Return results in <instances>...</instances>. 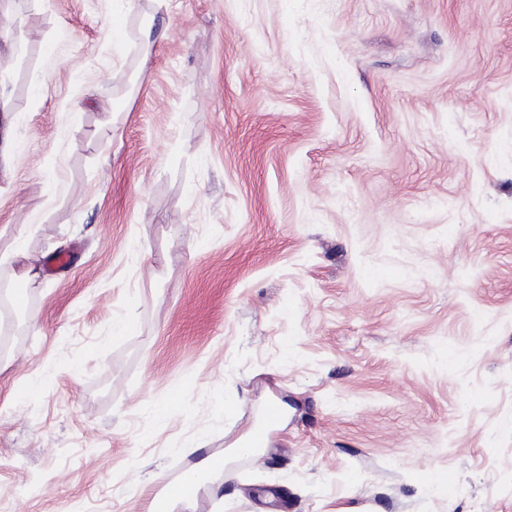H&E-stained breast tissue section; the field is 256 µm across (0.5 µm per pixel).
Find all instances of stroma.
Segmentation results:
<instances>
[{"mask_svg":"<svg viewBox=\"0 0 512 512\" xmlns=\"http://www.w3.org/2000/svg\"><path fill=\"white\" fill-rule=\"evenodd\" d=\"M0 84V512H512V0H0ZM279 414L276 402L270 399L261 409L259 416L252 420L251 428L243 437L241 444L249 448H238L242 451L251 452L253 448H265V440L270 428L275 424Z\"/></svg>","mask_w":512,"mask_h":512,"instance_id":"obj_1","label":"stroma"}]
</instances>
